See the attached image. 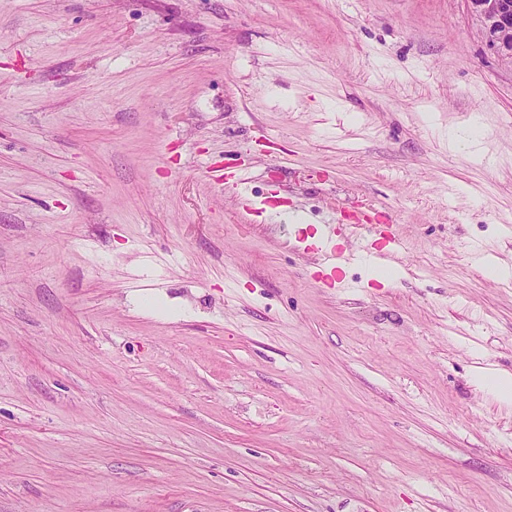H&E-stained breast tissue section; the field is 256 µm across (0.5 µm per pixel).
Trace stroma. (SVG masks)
<instances>
[{"label": "stroma", "instance_id": "stroma-1", "mask_svg": "<svg viewBox=\"0 0 512 512\" xmlns=\"http://www.w3.org/2000/svg\"><path fill=\"white\" fill-rule=\"evenodd\" d=\"M492 262L467 0H0V512H512ZM477 384L487 387L502 404H512V374L483 371L477 375Z\"/></svg>", "mask_w": 512, "mask_h": 512}]
</instances>
